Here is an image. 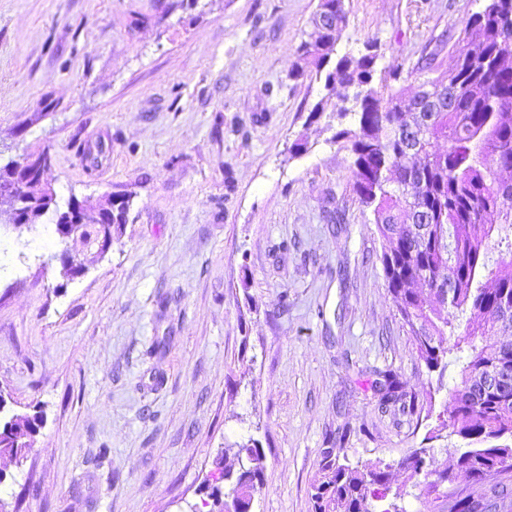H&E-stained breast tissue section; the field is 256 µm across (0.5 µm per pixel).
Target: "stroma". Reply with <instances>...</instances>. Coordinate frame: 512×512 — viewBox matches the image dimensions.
I'll return each instance as SVG.
<instances>
[{"instance_id":"35a3bbf8","label":"stroma","mask_w":512,"mask_h":512,"mask_svg":"<svg viewBox=\"0 0 512 512\" xmlns=\"http://www.w3.org/2000/svg\"><path fill=\"white\" fill-rule=\"evenodd\" d=\"M318 0H0V167L47 149L53 211L0 224V411L40 416L0 456L5 512H212L234 445L262 456L250 512H313L325 449L411 487L458 373L428 372L389 291L382 242L314 113L323 76L290 79ZM339 54L378 39L408 72L486 0H344ZM302 151H294V143ZM132 196L108 247L60 238L56 210ZM345 212L341 224L325 207ZM75 257L67 265L62 251ZM396 373L414 412L382 407Z\"/></svg>"}]
</instances>
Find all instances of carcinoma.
<instances>
[{"mask_svg": "<svg viewBox=\"0 0 512 512\" xmlns=\"http://www.w3.org/2000/svg\"><path fill=\"white\" fill-rule=\"evenodd\" d=\"M316 37L299 47L304 65L296 79L325 73L328 92L354 89L334 104L353 126L336 130L332 142L350 152L357 170L356 200L373 217L382 240L388 288L420 357L432 372L444 374L448 356L467 353L459 381L438 420L465 447L450 450L452 463L439 462L432 448H418L403 461L421 487L448 499V512H512V343L498 335L512 331V186L501 190L499 172L512 170V0H488L460 35L461 47L448 70L432 76L437 53L408 76L420 89L406 97L395 89L400 73H378L380 44L367 42L355 57L336 50L335 32L349 24L343 0H319L312 18ZM443 140L446 149H435ZM9 166L0 168V218L17 208L8 190ZM130 197L112 205L109 223L82 236L92 242L112 238L126 223ZM53 195L43 191L31 204V223L47 213ZM506 243L508 257L489 260L492 239ZM434 295L422 300L419 287ZM470 313L467 327L460 315ZM454 342L447 344L444 338ZM381 402L414 410V399L397 374L380 373ZM38 416L15 415L12 434L0 440V455L20 458ZM239 471L223 473L225 496L248 512L261 481L262 458L249 444L236 453ZM461 471L470 489L451 486ZM313 512H406L399 493L390 494L388 466L340 464L325 452L315 486Z\"/></svg>", "mask_w": 512, "mask_h": 512, "instance_id": "carcinoma-1", "label": "carcinoma"}]
</instances>
